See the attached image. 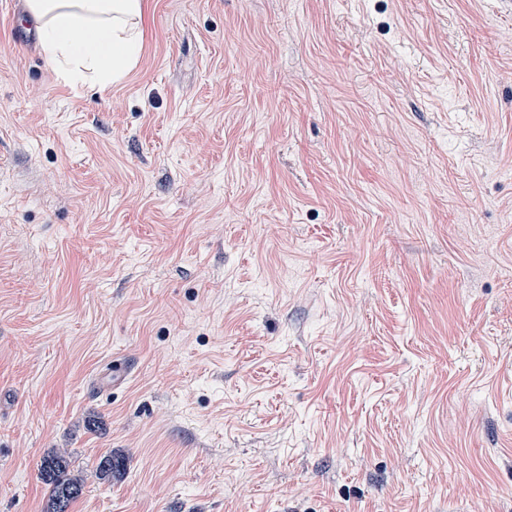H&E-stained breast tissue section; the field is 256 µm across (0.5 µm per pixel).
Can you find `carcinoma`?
<instances>
[{"label":"carcinoma","instance_id":"cac0c4a2","mask_svg":"<svg viewBox=\"0 0 512 512\" xmlns=\"http://www.w3.org/2000/svg\"><path fill=\"white\" fill-rule=\"evenodd\" d=\"M70 455L61 450H50L43 456L38 467L39 479L46 486L47 500L43 512H72V506L85 493L82 479L71 474ZM124 467V459L108 451L96 462L98 479L112 482V474Z\"/></svg>","mask_w":512,"mask_h":512}]
</instances>
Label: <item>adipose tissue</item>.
I'll use <instances>...</instances> for the list:
<instances>
[{
  "instance_id": "1",
  "label": "adipose tissue",
  "mask_w": 512,
  "mask_h": 512,
  "mask_svg": "<svg viewBox=\"0 0 512 512\" xmlns=\"http://www.w3.org/2000/svg\"><path fill=\"white\" fill-rule=\"evenodd\" d=\"M47 63L68 79L107 86L141 49L142 0H26Z\"/></svg>"
}]
</instances>
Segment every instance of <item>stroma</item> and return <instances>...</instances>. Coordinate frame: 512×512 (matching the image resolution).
I'll return each instance as SVG.
<instances>
[{
  "label": "stroma",
  "mask_w": 512,
  "mask_h": 512,
  "mask_svg": "<svg viewBox=\"0 0 512 512\" xmlns=\"http://www.w3.org/2000/svg\"><path fill=\"white\" fill-rule=\"evenodd\" d=\"M15 7L0 512H512V12L144 0L100 87ZM70 455L50 450L38 467L39 479L46 486L47 500L43 512H72L71 508L85 493L82 479L71 474ZM124 467V459L112 455V449L100 456L96 462L95 473L99 480L112 482V474Z\"/></svg>",
  "instance_id": "stroma-1"
}]
</instances>
